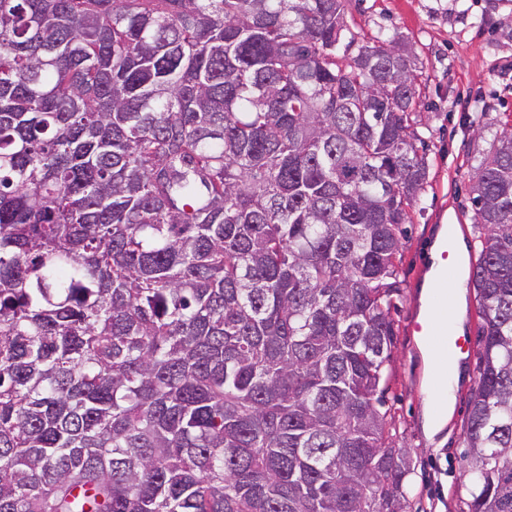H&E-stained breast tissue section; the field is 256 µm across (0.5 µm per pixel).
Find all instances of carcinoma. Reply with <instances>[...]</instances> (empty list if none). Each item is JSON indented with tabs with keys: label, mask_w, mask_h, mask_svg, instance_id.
Here are the masks:
<instances>
[{
	"label": "carcinoma",
	"mask_w": 512,
	"mask_h": 512,
	"mask_svg": "<svg viewBox=\"0 0 512 512\" xmlns=\"http://www.w3.org/2000/svg\"><path fill=\"white\" fill-rule=\"evenodd\" d=\"M346 32L343 0H0V512H405L417 75ZM472 181L465 472L512 512L511 128Z\"/></svg>",
	"instance_id": "1"
}]
</instances>
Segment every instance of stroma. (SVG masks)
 <instances>
[{"label":"stroma","mask_w":512,"mask_h":512,"mask_svg":"<svg viewBox=\"0 0 512 512\" xmlns=\"http://www.w3.org/2000/svg\"><path fill=\"white\" fill-rule=\"evenodd\" d=\"M344 5L357 43L401 42L416 57L418 131L428 178L401 239L399 290L391 311L396 338L384 405L397 443L412 450L404 477L408 512H469L463 440L468 399L478 381L476 289L466 291L463 334L472 346L461 361L452 418L433 436L423 426L424 364L411 325L420 312L429 247L440 229L458 225L471 253L481 247L484 228L475 221L472 173L512 117V0H345ZM480 125L485 131L479 135Z\"/></svg>","instance_id":"35a3bbf8"}]
</instances>
